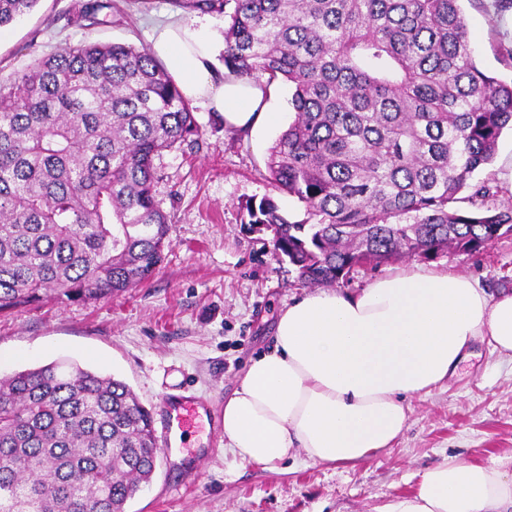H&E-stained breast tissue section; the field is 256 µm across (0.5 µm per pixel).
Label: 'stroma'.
Here are the masks:
<instances>
[{
	"mask_svg": "<svg viewBox=\"0 0 512 512\" xmlns=\"http://www.w3.org/2000/svg\"><path fill=\"white\" fill-rule=\"evenodd\" d=\"M87 0H39L0 30V83L41 58L90 43L150 44L154 29L202 19L223 33L218 12L198 14L173 0H108L106 23L85 15ZM474 54L481 67L512 82V0H464ZM192 110L197 143L155 161L154 194L170 219L171 246L151 278L118 295L88 302L53 298L0 314V374L54 360L125 382L152 413L164 401L190 396L206 403L171 434L151 482L126 512H375L411 492L421 475L454 456L482 461L512 453V359L487 343L472 347L456 374L430 393L409 399L406 428L392 447L359 463L288 458L269 471L225 449L210 413H221L249 363L273 349L276 320L310 294L288 263L273 255L272 236L250 231L245 203L272 195L292 218L303 207L266 180L268 150L280 128L239 134L201 104ZM496 203H512V132L504 131L494 163L482 171ZM431 264L479 280L490 291H512V238L480 254L448 250Z\"/></svg>",
	"mask_w": 512,
	"mask_h": 512,
	"instance_id": "stroma-1",
	"label": "stroma"
}]
</instances>
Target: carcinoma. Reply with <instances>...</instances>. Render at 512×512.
Here are the masks:
<instances>
[{
	"label": "carcinoma",
	"mask_w": 512,
	"mask_h": 512,
	"mask_svg": "<svg viewBox=\"0 0 512 512\" xmlns=\"http://www.w3.org/2000/svg\"><path fill=\"white\" fill-rule=\"evenodd\" d=\"M459 2L175 0L227 12L228 74L288 85L267 169L304 218L270 197L245 211L298 282L512 236V206L475 179L512 128V85L478 66ZM37 3L0 0V28ZM197 135L145 47H67L0 85V313L145 283L169 246L154 160ZM159 453L121 380L74 362L0 380V512H125Z\"/></svg>",
	"instance_id": "carcinoma-1"
}]
</instances>
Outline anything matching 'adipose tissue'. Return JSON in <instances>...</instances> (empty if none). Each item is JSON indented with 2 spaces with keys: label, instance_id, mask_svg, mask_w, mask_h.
<instances>
[{
  "label": "adipose tissue",
  "instance_id": "adipose-tissue-1",
  "mask_svg": "<svg viewBox=\"0 0 512 512\" xmlns=\"http://www.w3.org/2000/svg\"><path fill=\"white\" fill-rule=\"evenodd\" d=\"M214 50L208 28L182 21L158 27L151 43L183 96L226 128L279 122L262 88L214 73ZM478 341L512 356V293H488L445 270L413 264L355 294L304 296L282 312L273 349L225 400V446L265 470L294 452L321 463L366 460L403 432L407 399L452 377ZM376 512H512V456L445 458Z\"/></svg>",
  "mask_w": 512,
  "mask_h": 512
}]
</instances>
